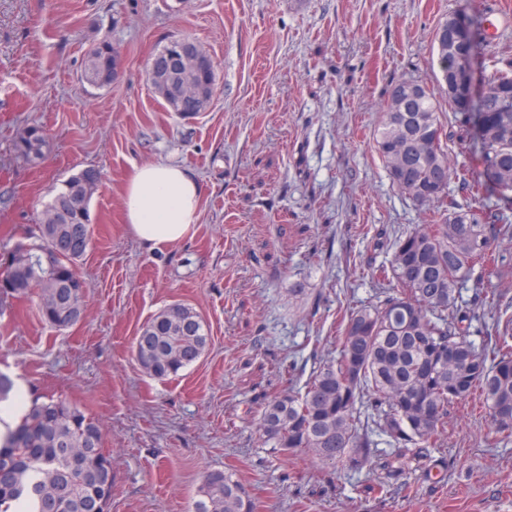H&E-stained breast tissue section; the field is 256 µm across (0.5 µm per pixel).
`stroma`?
<instances>
[{"label": "stroma", "mask_w": 512, "mask_h": 512, "mask_svg": "<svg viewBox=\"0 0 512 512\" xmlns=\"http://www.w3.org/2000/svg\"><path fill=\"white\" fill-rule=\"evenodd\" d=\"M512 0H0V263L34 231L53 190L99 171L81 320L59 330L36 296L0 318V372L30 396L83 405L112 459L109 512H193L200 476L228 468L255 512H512V438L492 432L481 402L450 407L439 445L411 461L409 491L385 470L328 478L308 452L283 457L256 428L264 396L288 386L289 361L311 370L335 347L346 310L377 305L395 235L422 220L392 187L375 150L391 82H437L431 48L451 17L480 20L483 81L512 60ZM214 59L210 108L170 112L146 79L168 38ZM121 52L112 85L83 83L101 39ZM42 126L37 168L13 151ZM181 166L204 187L183 241L152 250L122 209L136 166ZM173 303L194 308L210 344L178 376L139 364L142 327ZM380 484L384 493H366Z\"/></svg>", "instance_id": "obj_1"}]
</instances>
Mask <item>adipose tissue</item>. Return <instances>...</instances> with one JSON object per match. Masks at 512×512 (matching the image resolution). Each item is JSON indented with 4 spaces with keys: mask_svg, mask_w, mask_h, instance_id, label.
Wrapping results in <instances>:
<instances>
[{
    "mask_svg": "<svg viewBox=\"0 0 512 512\" xmlns=\"http://www.w3.org/2000/svg\"><path fill=\"white\" fill-rule=\"evenodd\" d=\"M202 195L200 181L182 167L142 164L135 167L124 188L125 221L148 248L180 242L198 221Z\"/></svg>",
    "mask_w": 512,
    "mask_h": 512,
    "instance_id": "adipose-tissue-1",
    "label": "adipose tissue"
}]
</instances>
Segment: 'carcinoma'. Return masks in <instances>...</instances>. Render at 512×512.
I'll list each match as a JSON object with an SVG mask.
<instances>
[{
    "instance_id": "carcinoma-1",
    "label": "carcinoma",
    "mask_w": 512,
    "mask_h": 512,
    "mask_svg": "<svg viewBox=\"0 0 512 512\" xmlns=\"http://www.w3.org/2000/svg\"><path fill=\"white\" fill-rule=\"evenodd\" d=\"M434 55L439 83H446L458 51L436 39ZM152 61L160 78L215 86L213 70L175 71L160 50ZM117 77L104 38L88 51L83 80L104 87ZM480 102L492 121L448 96L455 121L478 138L483 173L504 205L463 207L450 198L449 182L459 180L474 201L483 182L470 169L449 164L434 92L414 79L388 88L376 149L392 186L424 209V223L395 236L383 268L399 295L381 307L348 309L336 351L316 363L302 386L291 384L265 404L257 422L265 446L284 456L307 450L337 471L369 470L377 457L375 436L388 437L396 462L418 457L436 447L448 408L474 395L488 410L493 432L512 436V299L484 287L478 272L492 259L493 243L512 242V61L485 76ZM47 146L43 136L13 144L29 163L45 159ZM90 180L82 171L47 204L48 211L60 201L76 207L69 222L31 236L25 270L0 269L7 284L0 288V315L10 299L51 293L56 301L40 307L44 319L58 329L78 321L86 289L74 274L91 244L96 187ZM59 244L56 267L49 270L40 262L42 252ZM469 282L475 296L462 304L457 291ZM475 320L494 337L481 349L469 340ZM208 343L200 315L175 303L143 326L135 351L149 375L166 379L199 360ZM444 351L453 356L443 362ZM101 440V427L79 406L32 399L15 428L0 436V512H108L113 476ZM200 493L195 512H253L244 485L229 470L204 471Z\"/></svg>"
}]
</instances>
